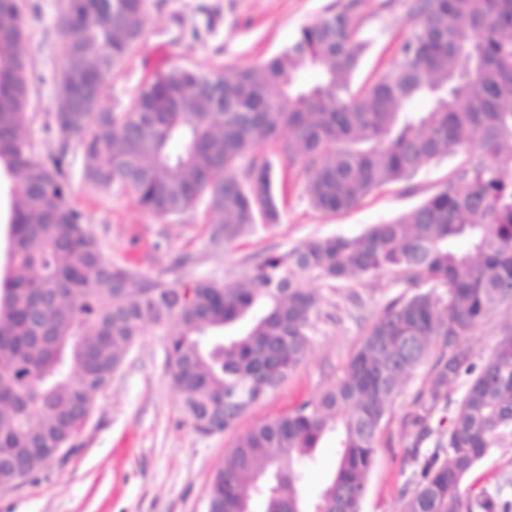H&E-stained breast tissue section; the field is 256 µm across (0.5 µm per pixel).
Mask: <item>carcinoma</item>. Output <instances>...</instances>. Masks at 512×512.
<instances>
[{"instance_id": "obj_1", "label": "carcinoma", "mask_w": 512, "mask_h": 512, "mask_svg": "<svg viewBox=\"0 0 512 512\" xmlns=\"http://www.w3.org/2000/svg\"><path fill=\"white\" fill-rule=\"evenodd\" d=\"M356 3L301 28L263 63L225 72L219 88L192 70H160L124 111L101 106L75 126L52 116L63 137L80 138L91 184L129 194L157 217L205 199L217 245L279 220L271 164L257 156L269 142L301 158L309 200L327 213L468 153L408 216L270 253L235 287L195 280L185 299L183 287L105 257L67 202L66 151L35 157L22 135L32 119L22 0H0V169L12 181L10 268L0 277V452L12 466L0 467V486L14 483L13 464L30 481L57 445L75 448L144 325L166 336L168 372L194 430L225 433L306 358L319 320L308 282L400 271L432 289L391 301L336 385L241 436L206 504L213 512H362L389 405L439 339L412 421L415 469L402 512H507L498 495H475L464 480L512 432V326L480 365L466 345L512 304V0H414L396 65L357 91L351 77L366 44L356 39ZM107 11L105 0H65L59 16L86 79L101 87L140 41L147 3L122 0L112 17ZM302 68L318 72L315 84L300 81ZM417 98L430 101L428 111L410 109ZM452 406L450 426L434 427ZM327 438L336 468L310 497L303 464ZM430 439L431 453L422 450Z\"/></svg>"}]
</instances>
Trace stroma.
<instances>
[{
	"label": "stroma",
	"mask_w": 512,
	"mask_h": 512,
	"mask_svg": "<svg viewBox=\"0 0 512 512\" xmlns=\"http://www.w3.org/2000/svg\"><path fill=\"white\" fill-rule=\"evenodd\" d=\"M64 0H26L25 46L30 65L33 117L24 128L37 155L66 146L70 204L82 211L105 256L150 280L208 278L232 286L271 252L333 237H352L369 225L393 221L438 191L467 160L466 152L443 157L411 179L389 184L354 209L325 213L306 193L300 161L279 144L260 151L272 165L280 218L241 234L222 248L210 242L207 203L184 214L159 218L115 190L91 185L83 176L77 139L47 130L59 93L63 37L57 17ZM348 0H147L143 35L126 60L111 71L104 107L123 110L158 68L187 66L202 73L246 68L279 53L299 30L341 10ZM411 0H359L357 35L368 41L354 87L390 71L395 49L409 35ZM321 302V319L302 365L229 432L206 436L187 422L180 394L166 367L165 340L145 327L108 388L100 392L75 449L22 486L0 491V512H204L209 484L237 438L256 425L316 398L340 378L370 323L401 295L425 292L394 273L362 276L330 285H310ZM441 351L411 373L391 404L377 436L376 462L367 477L362 512H401L400 493L413 466L409 444L419 396L428 391ZM466 485L501 490L512 503V436L489 450Z\"/></svg>",
	"instance_id": "35a3bbf8"
}]
</instances>
